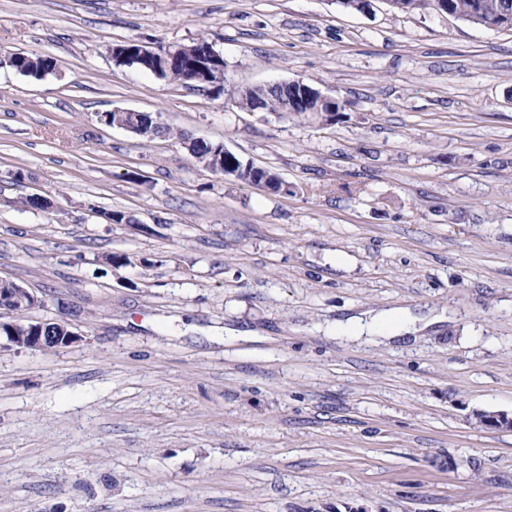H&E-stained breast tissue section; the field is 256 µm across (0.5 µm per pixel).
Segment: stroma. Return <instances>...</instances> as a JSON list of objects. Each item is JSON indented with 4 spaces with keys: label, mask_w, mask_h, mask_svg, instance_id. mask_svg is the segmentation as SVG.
<instances>
[{
    "label": "stroma",
    "mask_w": 512,
    "mask_h": 512,
    "mask_svg": "<svg viewBox=\"0 0 512 512\" xmlns=\"http://www.w3.org/2000/svg\"><path fill=\"white\" fill-rule=\"evenodd\" d=\"M200 38L223 93L110 54ZM17 52L56 68L0 67V279L81 340L0 350V512H512V431L469 417L512 411V29L385 0H0ZM294 79L340 120L236 103ZM370 309L431 324L349 341ZM189 152L206 168L220 164L224 176L246 185L265 183L277 195L294 194L293 186L276 172L244 162L238 155L224 147L221 142L194 140L189 143Z\"/></svg>",
    "instance_id": "35a3bbf8"
}]
</instances>
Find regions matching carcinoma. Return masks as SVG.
<instances>
[{"label": "carcinoma", "instance_id": "1", "mask_svg": "<svg viewBox=\"0 0 512 512\" xmlns=\"http://www.w3.org/2000/svg\"><path fill=\"white\" fill-rule=\"evenodd\" d=\"M390 7L400 12H423L433 9L436 0H387ZM454 16L472 24L487 27L497 23L503 12H512V0H448ZM204 50L203 45L195 41L181 45L180 54L172 61L152 58L132 67L147 71H158L161 78L185 84L208 86L218 93L224 91L225 81L217 78V73L226 67L223 58L213 62L197 56ZM5 65L27 75H40L51 69L50 60L37 55L4 57ZM296 93L288 85H269L252 87L239 94L240 107L251 112H262L278 119L284 115L298 120L327 122L333 124L339 120L346 104L336 100L317 103L313 99L306 104L294 101ZM140 137L151 140L169 130L154 123V118L146 112L139 113ZM189 152L204 166L221 165L226 177L246 185L264 183L271 192L277 195L294 194L293 186L284 181L276 172L256 167L243 161L238 155L224 147L221 142L194 140L189 143Z\"/></svg>", "mask_w": 512, "mask_h": 512}]
</instances>
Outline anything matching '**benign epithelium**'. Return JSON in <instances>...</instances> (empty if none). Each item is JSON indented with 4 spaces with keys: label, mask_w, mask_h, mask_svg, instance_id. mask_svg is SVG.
<instances>
[{
    "label": "benign epithelium",
    "mask_w": 512,
    "mask_h": 512,
    "mask_svg": "<svg viewBox=\"0 0 512 512\" xmlns=\"http://www.w3.org/2000/svg\"><path fill=\"white\" fill-rule=\"evenodd\" d=\"M44 305V301L26 288L13 284L11 288L0 289V339L6 345L18 349L49 351L81 341L79 334L72 330V323L65 318L69 310L61 308V318L30 322L28 311ZM12 320H1L3 314ZM470 418L479 426L512 430V413L504 411L474 410Z\"/></svg>",
    "instance_id": "7a95c632"
}]
</instances>
